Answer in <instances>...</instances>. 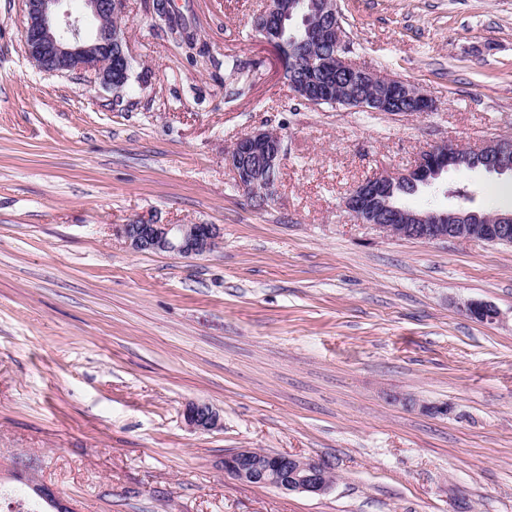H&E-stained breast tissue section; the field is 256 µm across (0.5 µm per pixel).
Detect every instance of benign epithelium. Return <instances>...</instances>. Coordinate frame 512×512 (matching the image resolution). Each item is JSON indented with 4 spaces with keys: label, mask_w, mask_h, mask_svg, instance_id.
I'll return each instance as SVG.
<instances>
[{
    "label": "benign epithelium",
    "mask_w": 512,
    "mask_h": 512,
    "mask_svg": "<svg viewBox=\"0 0 512 512\" xmlns=\"http://www.w3.org/2000/svg\"><path fill=\"white\" fill-rule=\"evenodd\" d=\"M65 0H24L25 24L22 42L29 61L48 74H85L101 85L118 91L131 61L125 27L120 17L123 0H84L91 15L98 21L95 30L84 35L79 20L60 13ZM315 11L327 16L325 27H306L300 42V55L311 58L317 43H327L334 49L333 67L342 78L352 79L361 86H387L379 95L359 94L349 99L341 95V84L328 89L336 101L358 109L375 112H397L403 104L409 109L402 113L429 112L432 100L424 90L390 75L360 69L347 57L346 31L339 18L337 0H317ZM292 18V9L264 7L255 18L258 31L268 26L284 29ZM294 94L318 107L324 102L322 93L294 84ZM284 138L277 131L259 129L241 136L229 152L227 161L239 186L257 201H268L275 190L274 172L280 169L284 157ZM488 157V172L512 174V137L502 136L478 147L440 143L422 153L414 165L401 172L374 175L356 186L345 198V209L359 222L394 236L423 241H483L512 245V211L481 215L467 210L430 209L417 211L398 207L391 199L396 184H423L450 168L460 169L472 154ZM113 234L122 238L135 252L170 253L184 258L212 252L221 238L216 224H163L157 220H136L112 227ZM468 315L480 322H496L500 311L489 304L473 301L466 304ZM186 424L195 430L210 431L221 425L219 413L207 403L190 402L185 406ZM224 470L244 482L271 485L286 491L321 495L332 485L329 469L312 458L277 453L260 460L251 448L238 449L224 457ZM38 493L50 501L57 512H74L69 503L45 484H36Z\"/></svg>",
    "instance_id": "obj_1"
}]
</instances>
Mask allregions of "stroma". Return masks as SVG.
I'll use <instances>...</instances> for the list:
<instances>
[{
  "mask_svg": "<svg viewBox=\"0 0 512 512\" xmlns=\"http://www.w3.org/2000/svg\"><path fill=\"white\" fill-rule=\"evenodd\" d=\"M338 5L351 62L433 111L300 103L260 0H172L199 53L125 0L119 104L37 70L23 0H0V489L19 471L75 512H512V246L392 238L343 206L437 143L512 135V0ZM257 128L285 148L261 206L225 161ZM407 203L510 211L512 176L450 170ZM144 215L219 225L220 244L132 252L112 228ZM195 401L218 428L186 425ZM240 448L319 459L334 484L240 481Z\"/></svg>",
  "mask_w": 512,
  "mask_h": 512,
  "instance_id": "obj_1",
  "label": "stroma"
}]
</instances>
